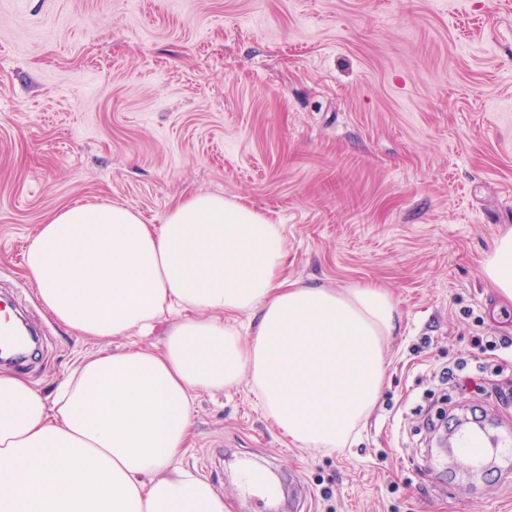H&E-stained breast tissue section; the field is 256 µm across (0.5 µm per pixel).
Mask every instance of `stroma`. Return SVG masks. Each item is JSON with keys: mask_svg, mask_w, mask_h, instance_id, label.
Returning a JSON list of instances; mask_svg holds the SVG:
<instances>
[{"mask_svg": "<svg viewBox=\"0 0 512 512\" xmlns=\"http://www.w3.org/2000/svg\"><path fill=\"white\" fill-rule=\"evenodd\" d=\"M197 192L281 224L288 275L387 288L400 330L378 403L347 448L300 447L247 384L199 394L184 464L227 512H262L241 469L277 476L278 512H512V468L431 462L415 405L512 413L473 374L435 371L471 338L512 337L482 273L512 229V0H0V291L38 328L22 374L44 392L101 346L66 331L22 268L28 237L75 203L146 223Z\"/></svg>", "mask_w": 512, "mask_h": 512, "instance_id": "35a3bbf8", "label": "stroma"}]
</instances>
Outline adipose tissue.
I'll return each mask as SVG.
<instances>
[{
  "instance_id": "1",
  "label": "adipose tissue",
  "mask_w": 512,
  "mask_h": 512,
  "mask_svg": "<svg viewBox=\"0 0 512 512\" xmlns=\"http://www.w3.org/2000/svg\"><path fill=\"white\" fill-rule=\"evenodd\" d=\"M286 258L281 225L218 194L192 195L160 224L114 202L50 214L24 272L57 323L93 340H163L99 350L50 396L0 370V512H227L183 459L195 396L244 380L293 443L346 447L378 402L399 312L374 285L288 280ZM483 274L512 299V229Z\"/></svg>"
}]
</instances>
